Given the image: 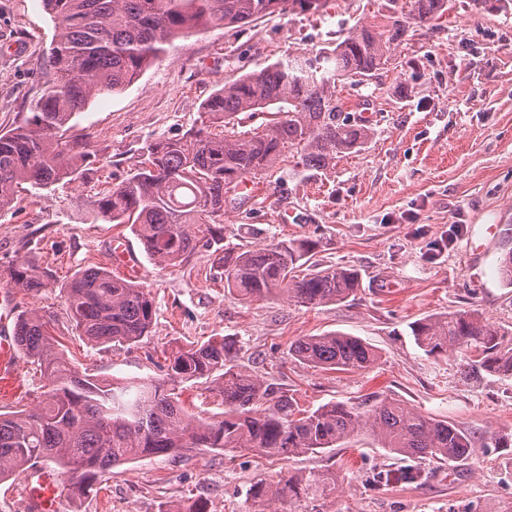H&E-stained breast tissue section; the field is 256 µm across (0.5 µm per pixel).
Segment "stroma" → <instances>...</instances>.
<instances>
[{
	"instance_id": "stroma-1",
	"label": "stroma",
	"mask_w": 512,
	"mask_h": 512,
	"mask_svg": "<svg viewBox=\"0 0 512 512\" xmlns=\"http://www.w3.org/2000/svg\"><path fill=\"white\" fill-rule=\"evenodd\" d=\"M396 19L407 33L392 45L381 80L337 86L345 115L368 119L367 143L324 170L283 151L255 180L250 201L220 218L230 245L317 240L316 262L359 270L355 299L312 308L278 298L246 302L225 292L211 249L163 269L129 225L74 220L76 200H95L150 145L205 127L202 105L226 80L333 47L357 25L381 30ZM54 35L42 0H0V131L37 98ZM71 123L90 138L89 169L71 184L20 192L14 208L0 212V273L33 249L58 282L91 267L118 270L150 291L156 308L141 341L97 346L72 325L59 290L16 295V309L51 315L76 370L109 382L158 378L168 347L228 336L243 363L288 389L300 409L369 393L392 397L465 429L473 448L449 466L421 462L419 484L395 479L404 460L366 434L346 448L285 460L189 449L113 468L90 493L63 499L61 512H165L173 504L190 512L199 503L207 512H251V481L288 471L333 472L343 481L328 498L284 512H512V447L487 445L490 435L512 436V376L464 379L458 360L425 355L409 330L423 317L471 308L512 328V285L497 274L500 253L512 247V0H452L437 28L418 23L411 0H327L315 14L208 27L174 40L138 80L96 97ZM118 239L134 260L125 271L113 254ZM334 331L371 345L376 363L323 371L288 352L299 337ZM17 364L14 387L0 391L1 413L43 398L39 370L22 355ZM379 472L392 478L371 489L367 481Z\"/></svg>"
}]
</instances>
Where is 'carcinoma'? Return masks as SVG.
Masks as SVG:
<instances>
[{
  "instance_id": "1",
  "label": "carcinoma",
  "mask_w": 512,
  "mask_h": 512,
  "mask_svg": "<svg viewBox=\"0 0 512 512\" xmlns=\"http://www.w3.org/2000/svg\"><path fill=\"white\" fill-rule=\"evenodd\" d=\"M55 21L50 77L31 112L0 133V211L16 189L35 190L83 177L88 136L70 133L69 121L92 98L131 85L173 40L208 26H242L264 16L317 13L326 0H43ZM449 0H415L416 18L432 24ZM406 24L388 35L361 25L314 57H288L227 81L204 103L212 123L225 127L239 115L255 122L248 135L198 129L152 144L125 178L100 192L96 218L128 224L148 258L159 266L188 262L202 245L218 247L224 226L208 219L242 208L238 192L249 178L272 168L284 147L299 163L325 169L340 154L361 148L371 128L342 116L337 83L379 79L390 47ZM205 228V238L198 230ZM317 243L282 239L262 246L224 248V289L246 300L280 297L306 307L345 302L357 295L359 273L350 266L313 264ZM21 293L56 287L51 271L26 255L0 274ZM70 321L96 345L136 343L148 335L155 307L149 292L107 270L88 269L64 287ZM428 355L454 354L467 378L482 371L512 374V329L496 326L476 309L438 313L411 325ZM14 341L46 378L44 399L31 409L0 413V482L40 464H55L70 498L88 492L101 476L147 456L177 457L188 448L255 451L269 457L320 453L367 432L380 447L408 459L454 462L470 455L468 432L425 416L392 398L371 396L359 405L327 403L294 409L293 398L243 364L227 336L178 344L165 351V379L107 383L73 370L57 349L50 322L22 310ZM290 354L315 368L360 371L378 355L360 338L330 332L303 336ZM204 384L224 403L220 417L189 413L175 387ZM338 487L334 473H279L253 482L254 512H282L287 500L323 497Z\"/></svg>"
}]
</instances>
